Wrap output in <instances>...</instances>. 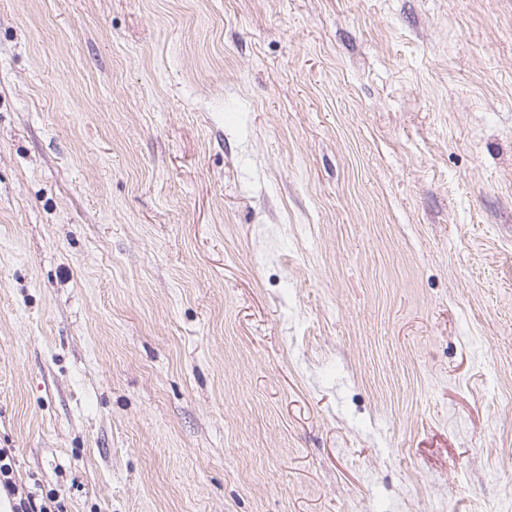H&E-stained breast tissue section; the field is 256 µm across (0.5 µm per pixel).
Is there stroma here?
<instances>
[{
    "label": "stroma",
    "mask_w": 512,
    "mask_h": 512,
    "mask_svg": "<svg viewBox=\"0 0 512 512\" xmlns=\"http://www.w3.org/2000/svg\"><path fill=\"white\" fill-rule=\"evenodd\" d=\"M0 448L49 512H512V0H0Z\"/></svg>",
    "instance_id": "stroma-1"
}]
</instances>
